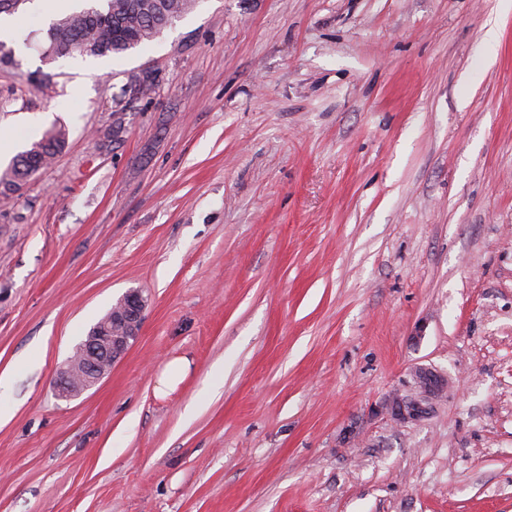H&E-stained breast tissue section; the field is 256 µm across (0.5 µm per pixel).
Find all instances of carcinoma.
I'll list each match as a JSON object with an SVG mask.
<instances>
[{
    "label": "carcinoma",
    "instance_id": "obj_1",
    "mask_svg": "<svg viewBox=\"0 0 512 512\" xmlns=\"http://www.w3.org/2000/svg\"><path fill=\"white\" fill-rule=\"evenodd\" d=\"M198 0H93L81 11L56 19L48 29V55L103 57L121 55L153 41L177 19L191 13ZM158 82L151 70L131 76L120 93L113 95L112 138L124 131L126 97L138 93L149 95ZM66 130H52L30 148L19 153L0 173V195L9 198L33 175L47 167L62 150Z\"/></svg>",
    "mask_w": 512,
    "mask_h": 512
}]
</instances>
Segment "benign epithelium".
I'll return each instance as SVG.
<instances>
[{
	"instance_id": "obj_1",
	"label": "benign epithelium",
	"mask_w": 512,
	"mask_h": 512,
	"mask_svg": "<svg viewBox=\"0 0 512 512\" xmlns=\"http://www.w3.org/2000/svg\"><path fill=\"white\" fill-rule=\"evenodd\" d=\"M145 306L144 297L138 291H129L121 297L114 314L120 329L109 336L93 334L87 338L80 351L83 372L77 376L68 366L58 374L55 387L59 397L77 396L108 373L136 339ZM413 379L420 388L419 393L410 398L394 396L386 404V409L403 421L420 418L429 409V399L442 395L445 389V380L440 375L423 368L414 371Z\"/></svg>"
}]
</instances>
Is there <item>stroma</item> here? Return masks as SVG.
I'll return each instance as SVG.
<instances>
[{"label":"stroma","mask_w":512,"mask_h":512,"mask_svg":"<svg viewBox=\"0 0 512 512\" xmlns=\"http://www.w3.org/2000/svg\"><path fill=\"white\" fill-rule=\"evenodd\" d=\"M0 19V130L68 132L0 197V512H512V0H199L102 58ZM132 289L137 340L59 398ZM422 367L443 398L374 414ZM157 82L158 76L152 70L146 69L138 74L132 75L129 82L121 88L120 93L113 95L112 104L114 110L112 111V115L123 114L127 107V96L130 97L135 92L141 97L147 96L153 91ZM190 362L186 358H176L170 361L158 375L155 392L166 396L174 391L188 377Z\"/></svg>","instance_id":"stroma-1"}]
</instances>
